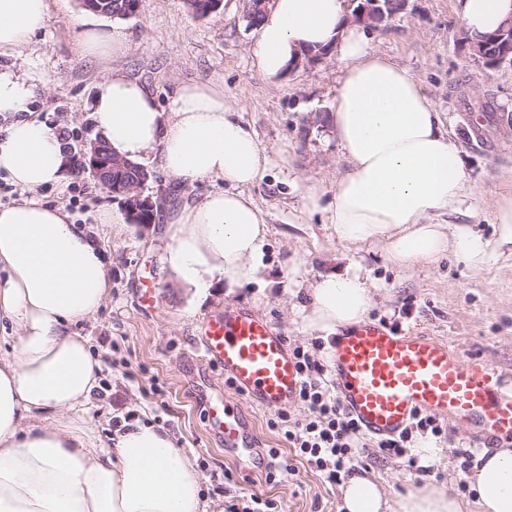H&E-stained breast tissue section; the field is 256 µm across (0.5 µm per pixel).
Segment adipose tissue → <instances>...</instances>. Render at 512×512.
<instances>
[{
    "label": "adipose tissue",
    "instance_id": "ef3b65f1",
    "mask_svg": "<svg viewBox=\"0 0 512 512\" xmlns=\"http://www.w3.org/2000/svg\"><path fill=\"white\" fill-rule=\"evenodd\" d=\"M456 9L473 41L512 19V0H457ZM47 10L48 0H0V51L29 43ZM345 14L344 0H274L252 47L269 77L309 48L332 47L345 63L331 123L349 167L336 182L329 224L343 241L383 243L402 268L451 251L485 263L488 242L448 235L431 220L464 201L460 147L421 81L374 51ZM236 113L221 88L198 83L181 86L166 112L117 74L98 82L93 99L96 129L119 157L153 153L172 177L224 182L166 228L169 267L191 288L218 275L228 287L248 285L262 263L267 225L243 189L270 158ZM66 169L58 133L44 122L18 120L0 137V171L13 183L34 191L64 180ZM108 293L100 242L63 210L32 201L0 209V323L16 331L12 358L0 359V512H206L194 463L168 431L135 422L102 446L64 419L89 402L101 370L72 326L98 313ZM370 304L360 275L329 273L311 287L309 321L352 326ZM466 478L478 512H512V448L478 453ZM341 494L344 512H464L432 485L390 499L354 475Z\"/></svg>",
    "mask_w": 512,
    "mask_h": 512
}]
</instances>
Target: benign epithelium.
Returning <instances> with one entry per match:
<instances>
[{
	"label": "benign epithelium",
	"instance_id": "7a95c632",
	"mask_svg": "<svg viewBox=\"0 0 512 512\" xmlns=\"http://www.w3.org/2000/svg\"><path fill=\"white\" fill-rule=\"evenodd\" d=\"M405 2L406 0H350L352 9L346 14V23L373 29L387 18L392 4H398L402 11ZM79 159L83 169L99 179L112 198L118 200L130 223H154L153 216L160 205L153 197L144 194L150 176L142 175L134 180L112 179L113 174L130 170L133 163L109 152L105 139L101 136L81 150Z\"/></svg>",
	"mask_w": 512,
	"mask_h": 512
}]
</instances>
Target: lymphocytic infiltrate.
Instances as JSON below:
<instances>
[{
	"label": "lymphocytic infiltrate",
	"mask_w": 512,
	"mask_h": 512,
	"mask_svg": "<svg viewBox=\"0 0 512 512\" xmlns=\"http://www.w3.org/2000/svg\"><path fill=\"white\" fill-rule=\"evenodd\" d=\"M293 357L302 378L298 402L303 414L295 417L278 412L271 426L283 436L301 464L319 473L325 482L339 483L343 476L356 471L358 450L365 447L367 437L340 407L332 385L325 378L324 364L300 347L294 349ZM442 434L443 428L434 417L419 413L399 436L376 441L375 446L386 456L407 458L417 475L428 476L432 466L418 464L408 450L416 439L438 438Z\"/></svg>",
	"instance_id": "1"
}]
</instances>
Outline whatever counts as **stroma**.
Returning <instances> with one entry per match:
<instances>
[{
    "instance_id": "obj_1",
    "label": "stroma",
    "mask_w": 512,
    "mask_h": 512,
    "mask_svg": "<svg viewBox=\"0 0 512 512\" xmlns=\"http://www.w3.org/2000/svg\"><path fill=\"white\" fill-rule=\"evenodd\" d=\"M455 4L406 0L401 13L366 35L372 48L423 81L445 131L462 149L468 192L462 211L434 220L448 232L465 228L488 241L489 259L477 267L448 253L399 269L389 264L382 244L337 239L324 208L349 167L330 120L343 64L332 52L314 67L267 77L251 54L256 30L246 21L245 0H223L218 12L203 19L194 18L183 0H140L137 16L123 20L84 10L80 0H48L44 25L30 43L0 54L1 70L31 84L33 116L67 133L62 143L67 155L97 138L95 87L113 72L147 88L166 111L182 85L222 87L242 105L243 122L270 156L263 178L245 189L262 211L268 234L261 276L241 288L217 280L196 292L179 283L167 263L168 219L219 189V182L185 183L162 171L157 160L144 159L152 175L146 194L166 197L155 224L146 228L130 223L120 203L87 172H70L63 183L36 193L19 189L16 202L33 198L69 208L74 222L98 236L106 251L107 301L95 317L75 325L104 363L99 387L78 417L101 444H109L113 430L126 421L168 429L177 447L195 460L209 512L248 506L254 495L272 500L276 512H341L338 487L303 466L276 483L266 482L264 471L237 470L223 444L205 429V399L228 387L221 370L204 363L198 349L205 317L246 305L274 323L289 348L303 347L327 360L331 333L310 326L306 314L311 284L331 272L367 279L372 292L367 319L448 340L512 381V245L500 242L495 222L500 196L512 195V124L487 123L478 134L470 110L486 101L498 116L512 115V65L490 68L471 55ZM94 27L119 28L122 47L103 56L87 54L80 34ZM312 188L321 197L315 212L307 206ZM73 196L79 199L75 209L69 206ZM107 210L116 223H102ZM146 287L156 295L147 310L138 305ZM439 422L445 434L434 448L436 484L466 502V512H476L472 492L459 484L464 451L476 453L480 446L453 420L443 416ZM360 469L389 496L421 485L406 460L382 457L375 448L361 449Z\"/></svg>"
}]
</instances>
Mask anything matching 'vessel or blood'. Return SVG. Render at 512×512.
Returning a JSON list of instances; mask_svg holds the SVG:
<instances>
[{"label": "vessel or blood", "instance_id": "obj_1", "mask_svg": "<svg viewBox=\"0 0 512 512\" xmlns=\"http://www.w3.org/2000/svg\"><path fill=\"white\" fill-rule=\"evenodd\" d=\"M199 333L203 360L234 389L208 402V424L246 465L259 440L241 404L292 406L301 387L296 361L283 333L246 306L210 315ZM328 369L341 407L374 437H396L422 412L447 416L482 441L512 442V386L447 341L364 320L332 338Z\"/></svg>", "mask_w": 512, "mask_h": 512}]
</instances>
